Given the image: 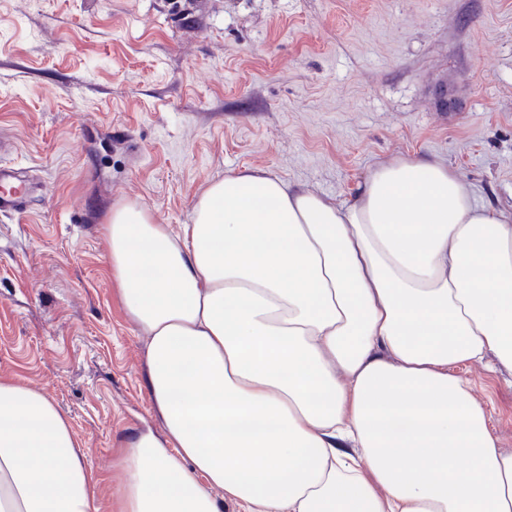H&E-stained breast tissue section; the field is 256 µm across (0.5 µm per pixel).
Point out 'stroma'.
I'll use <instances>...</instances> for the list:
<instances>
[{
  "instance_id": "1",
  "label": "stroma",
  "mask_w": 512,
  "mask_h": 512,
  "mask_svg": "<svg viewBox=\"0 0 512 512\" xmlns=\"http://www.w3.org/2000/svg\"><path fill=\"white\" fill-rule=\"evenodd\" d=\"M1 140L34 188L0 214V377L56 404L110 512L129 439L160 429L112 206L176 227L245 169L342 202L426 157L511 211L512 0H0ZM457 372L512 452V371Z\"/></svg>"
}]
</instances>
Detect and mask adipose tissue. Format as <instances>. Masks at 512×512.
Segmentation results:
<instances>
[{
  "instance_id": "1",
  "label": "adipose tissue",
  "mask_w": 512,
  "mask_h": 512,
  "mask_svg": "<svg viewBox=\"0 0 512 512\" xmlns=\"http://www.w3.org/2000/svg\"><path fill=\"white\" fill-rule=\"evenodd\" d=\"M104 231L164 430L114 512H512V453L451 372L512 370V212L445 164L381 163L348 203L246 169L180 231L131 202ZM86 456L0 378V512H98Z\"/></svg>"
}]
</instances>
